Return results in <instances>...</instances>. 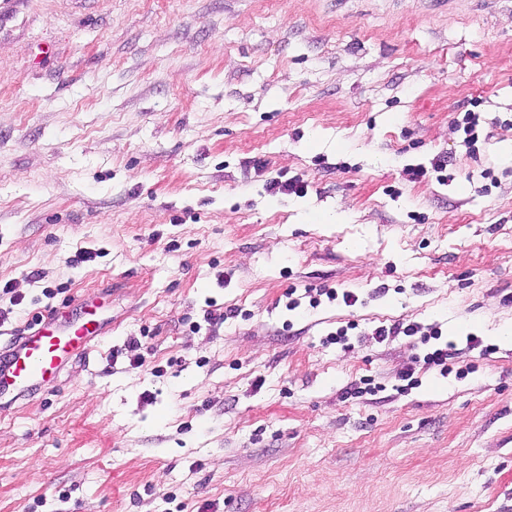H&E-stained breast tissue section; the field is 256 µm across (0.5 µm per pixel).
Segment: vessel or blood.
I'll use <instances>...</instances> for the list:
<instances>
[{
    "mask_svg": "<svg viewBox=\"0 0 512 512\" xmlns=\"http://www.w3.org/2000/svg\"><path fill=\"white\" fill-rule=\"evenodd\" d=\"M96 304L93 294H85L0 347V396L35 397L57 381L68 359L88 353L105 333Z\"/></svg>",
    "mask_w": 512,
    "mask_h": 512,
    "instance_id": "vessel-or-blood-1",
    "label": "vessel or blood"
}]
</instances>
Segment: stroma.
Here are the masks:
<instances>
[{
  "mask_svg": "<svg viewBox=\"0 0 512 512\" xmlns=\"http://www.w3.org/2000/svg\"><path fill=\"white\" fill-rule=\"evenodd\" d=\"M4 283L111 333L0 399V512H512V0H0Z\"/></svg>",
  "mask_w": 512,
  "mask_h": 512,
  "instance_id": "stroma-1",
  "label": "stroma"
}]
</instances>
